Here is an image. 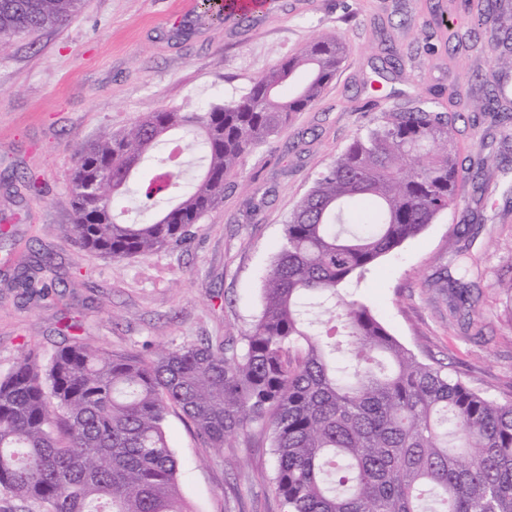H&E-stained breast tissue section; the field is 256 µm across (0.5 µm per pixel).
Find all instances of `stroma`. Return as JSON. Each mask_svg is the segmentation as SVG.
Segmentation results:
<instances>
[{
    "instance_id": "1",
    "label": "stroma",
    "mask_w": 512,
    "mask_h": 512,
    "mask_svg": "<svg viewBox=\"0 0 512 512\" xmlns=\"http://www.w3.org/2000/svg\"><path fill=\"white\" fill-rule=\"evenodd\" d=\"M201 0H82L66 23L0 52V374L22 351L73 339L149 355L205 337L240 338L284 224L319 173L387 112H441L462 164L457 201L348 288L420 361L512 401V120L493 123L498 22L472 25L460 0H276L250 23L196 20ZM322 34L346 59L321 97L245 154L224 200L179 247L115 261L72 241L75 147L151 112L239 98ZM43 260L48 294L16 275ZM166 434L194 512H280L270 434L205 447L181 413Z\"/></svg>"
}]
</instances>
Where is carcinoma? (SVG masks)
<instances>
[{
	"label": "carcinoma",
	"instance_id": "carcinoma-1",
	"mask_svg": "<svg viewBox=\"0 0 512 512\" xmlns=\"http://www.w3.org/2000/svg\"><path fill=\"white\" fill-rule=\"evenodd\" d=\"M81 0H0V48L59 25ZM321 35L238 99L152 112L77 151L74 243L113 260L181 245L224 200V176L318 99L343 63ZM194 138L199 175L183 189L151 155ZM146 199L179 203L121 221L145 162ZM462 169L440 112H390L356 136L284 224L262 308L240 342L153 358L79 340L47 360L23 353L0 376V501L5 512H193L166 436L177 409L207 448L257 423L271 434L283 512H512V402L500 404L417 360L343 290L456 202ZM101 186L89 194L90 183Z\"/></svg>",
	"mask_w": 512,
	"mask_h": 512
}]
</instances>
